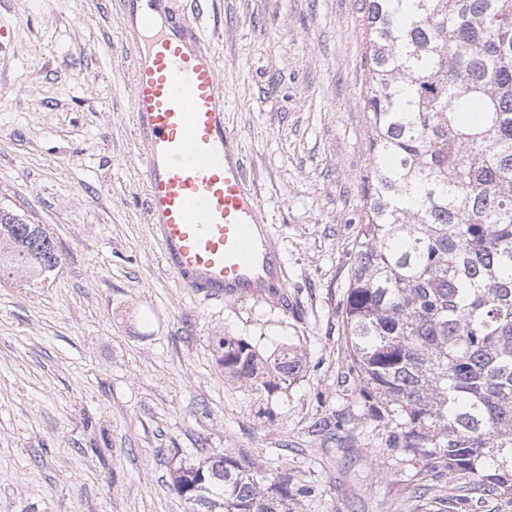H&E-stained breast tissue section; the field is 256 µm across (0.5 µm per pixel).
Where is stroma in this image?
<instances>
[{"instance_id":"35a3bbf8","label":"stroma","mask_w":512,"mask_h":512,"mask_svg":"<svg viewBox=\"0 0 512 512\" xmlns=\"http://www.w3.org/2000/svg\"><path fill=\"white\" fill-rule=\"evenodd\" d=\"M224 110L285 261L270 301L208 300L165 266L142 206L114 0H0V206L52 232L44 285L0 281V512H185L179 465L284 474L294 512H512L387 447L344 331L370 164L362 0H206ZM303 368L228 382L214 337Z\"/></svg>"}]
</instances>
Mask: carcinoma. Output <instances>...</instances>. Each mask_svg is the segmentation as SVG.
I'll list each match as a JSON object with an SVG mask.
<instances>
[{
    "label": "carcinoma",
    "instance_id": "1",
    "mask_svg": "<svg viewBox=\"0 0 512 512\" xmlns=\"http://www.w3.org/2000/svg\"><path fill=\"white\" fill-rule=\"evenodd\" d=\"M371 166L345 305L389 445L512 502V0H363ZM53 235L0 207V278L37 283ZM224 375L268 393L297 374L214 337ZM186 512H292L288 479L230 454L179 466Z\"/></svg>",
    "mask_w": 512,
    "mask_h": 512
}]
</instances>
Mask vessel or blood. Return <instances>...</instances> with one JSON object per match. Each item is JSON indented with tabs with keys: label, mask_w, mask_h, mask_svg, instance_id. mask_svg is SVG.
<instances>
[{
	"label": "vessel or blood",
	"mask_w": 512,
	"mask_h": 512,
	"mask_svg": "<svg viewBox=\"0 0 512 512\" xmlns=\"http://www.w3.org/2000/svg\"><path fill=\"white\" fill-rule=\"evenodd\" d=\"M130 46L144 210L167 268L208 299L284 285L279 252L225 121L202 11L171 20L166 0H118Z\"/></svg>",
	"instance_id": "b4317fda"
}]
</instances>
